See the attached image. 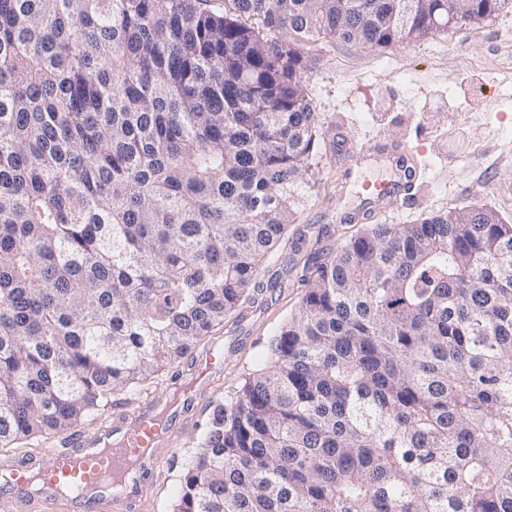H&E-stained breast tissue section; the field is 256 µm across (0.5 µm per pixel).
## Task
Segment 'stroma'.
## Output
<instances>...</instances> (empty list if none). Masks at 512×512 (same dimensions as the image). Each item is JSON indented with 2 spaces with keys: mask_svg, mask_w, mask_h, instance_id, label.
<instances>
[{
  "mask_svg": "<svg viewBox=\"0 0 512 512\" xmlns=\"http://www.w3.org/2000/svg\"><path fill=\"white\" fill-rule=\"evenodd\" d=\"M302 52L318 116L315 185L301 220L276 251L278 264L303 262L324 229L358 231V224L340 225V216L374 209L363 184L394 177L373 147L379 139L413 149L423 188L411 206L380 213L378 223L414 224L429 213L468 205L491 208L512 222V4L490 19L385 49L322 36ZM301 293L296 275H288L282 287L256 295L196 347L198 357L223 347L224 369L194 408L183 403L190 361L179 367L181 383L157 388L177 409L179 440L169 462L146 482L150 512H164L165 503L177 498L205 405L226 398L257 368L262 343L294 313Z\"/></svg>",
  "mask_w": 512,
  "mask_h": 512,
  "instance_id": "stroma-1",
  "label": "stroma"
}]
</instances>
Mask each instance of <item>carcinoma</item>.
<instances>
[{
	"mask_svg": "<svg viewBox=\"0 0 512 512\" xmlns=\"http://www.w3.org/2000/svg\"><path fill=\"white\" fill-rule=\"evenodd\" d=\"M232 2L0 0V453L175 379L288 275L258 278L312 179L304 42L386 48L448 17ZM300 282L168 512H512V224L367 225Z\"/></svg>",
	"mask_w": 512,
	"mask_h": 512,
	"instance_id": "1",
	"label": "carcinoma"
}]
</instances>
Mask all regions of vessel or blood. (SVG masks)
Masks as SVG:
<instances>
[{"instance_id": "vessel-or-blood-1", "label": "vessel or blood", "mask_w": 512, "mask_h": 512, "mask_svg": "<svg viewBox=\"0 0 512 512\" xmlns=\"http://www.w3.org/2000/svg\"><path fill=\"white\" fill-rule=\"evenodd\" d=\"M380 149L398 176L378 183L373 199L392 208L409 206L415 200L414 178L407 168L409 149L392 142ZM223 366L222 350L206 354L195 372L201 391L210 389ZM158 408V400L146 401L133 425L118 415L94 435H76L66 447L0 464V476L10 490L0 498V512H139L144 473L168 460L175 445V435Z\"/></svg>"}]
</instances>
